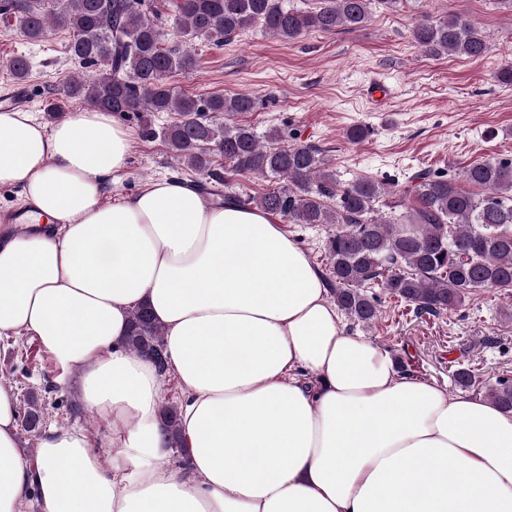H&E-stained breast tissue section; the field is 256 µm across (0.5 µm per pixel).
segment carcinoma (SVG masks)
Segmentation results:
<instances>
[{
  "mask_svg": "<svg viewBox=\"0 0 512 512\" xmlns=\"http://www.w3.org/2000/svg\"><path fill=\"white\" fill-rule=\"evenodd\" d=\"M176 31L183 37L232 40L261 26L281 41L309 31L358 29L372 3L394 10L401 0H321L315 10L288 6L287 0H166ZM149 0H0V19L20 21L24 37L43 39L56 27L67 30L68 54L82 71L46 102L44 111L60 113L79 100L116 113L132 112L149 137L162 136L170 154L185 167L216 182L224 177L217 159L239 175L279 178L285 184L255 200L257 207L289 224H334L328 237L326 283L336 305L369 326L377 301L365 288L385 292L414 306L416 314L438 315L461 307L476 292L512 290V159L489 157L466 167L463 182L482 188L476 194L459 182L428 170L415 172L402 192L372 178L342 184L319 149L301 143L278 144L279 134L260 137L229 118L250 112L246 95L196 98L167 82L195 59L178 46L166 47L151 19ZM414 43L428 53L479 58L488 45L477 24L463 15L434 20L418 12ZM174 112L177 120L157 131L150 116ZM125 345L154 355L159 372L168 369L161 327L144 305L131 312ZM512 409V378L497 379L488 393ZM166 442L182 447L179 410H162Z\"/></svg>",
  "mask_w": 512,
  "mask_h": 512,
  "instance_id": "carcinoma-1",
  "label": "carcinoma"
}]
</instances>
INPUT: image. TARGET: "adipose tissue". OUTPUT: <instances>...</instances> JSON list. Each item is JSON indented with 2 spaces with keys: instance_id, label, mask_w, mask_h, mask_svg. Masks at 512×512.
I'll use <instances>...</instances> for the list:
<instances>
[{
  "instance_id": "adipose-tissue-1",
  "label": "adipose tissue",
  "mask_w": 512,
  "mask_h": 512,
  "mask_svg": "<svg viewBox=\"0 0 512 512\" xmlns=\"http://www.w3.org/2000/svg\"><path fill=\"white\" fill-rule=\"evenodd\" d=\"M131 140L100 107L0 110V187L35 218L0 237V338L38 337L112 430L110 459L51 427L28 461L0 387V512H512V410L402 375L263 211L175 176L106 202ZM141 303L182 391L178 467L162 377L123 342Z\"/></svg>"
}]
</instances>
